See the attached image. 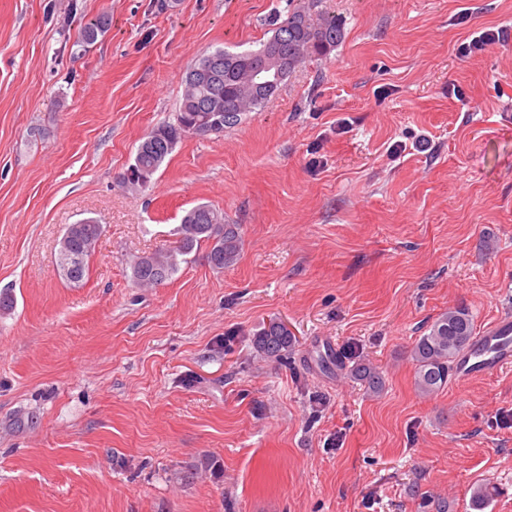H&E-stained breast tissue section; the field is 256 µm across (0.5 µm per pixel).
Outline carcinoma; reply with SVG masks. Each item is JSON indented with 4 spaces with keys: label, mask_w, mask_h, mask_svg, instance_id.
Segmentation results:
<instances>
[{
    "label": "carcinoma",
    "mask_w": 512,
    "mask_h": 512,
    "mask_svg": "<svg viewBox=\"0 0 512 512\" xmlns=\"http://www.w3.org/2000/svg\"><path fill=\"white\" fill-rule=\"evenodd\" d=\"M343 39V27L334 17L313 16L309 11L295 7L282 22L271 24V36L259 48L247 52L249 56L263 55L274 41L285 44L281 79H286L306 59L323 56ZM183 94L175 120L155 126L148 136L155 137L152 151L137 158L138 172L153 178L166 162L178 142L187 136L219 135L226 128L238 125L243 116L265 106L268 97L252 96L243 85L222 79L218 85L194 84L189 73L181 78ZM217 211L207 205H197L183 215L174 245L139 258L132 265V278L140 286L159 284L172 276L186 256L203 243L209 244L208 259L217 269H228L240 259L243 247L241 228L226 224L224 218L209 223L208 217ZM102 225L80 224L64 233L60 241L59 267L72 283H80L89 271L92 250L89 245L101 235ZM473 340V319L462 307L452 308L438 316L428 332L419 337L412 350L416 385L421 393L432 395L448 385L455 358ZM295 337L280 321H271L253 338L255 349L263 356L282 360L293 349ZM352 374L364 382L373 393L383 389V378L370 364H358ZM495 496L488 483L476 485L472 491V505L480 510Z\"/></svg>",
    "instance_id": "1"
}]
</instances>
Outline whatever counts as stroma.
I'll return each mask as SVG.
<instances>
[{"label":"stroma","mask_w":512,"mask_h":512,"mask_svg":"<svg viewBox=\"0 0 512 512\" xmlns=\"http://www.w3.org/2000/svg\"><path fill=\"white\" fill-rule=\"evenodd\" d=\"M168 3L0 0V512H475L483 479L482 512H512V368L424 397L411 358L448 309L512 303V35L462 51L512 0ZM292 4L342 42L122 187L186 69ZM199 204L240 225L238 263L203 246L137 286ZM88 218L73 284L59 241ZM273 320L283 361L252 344ZM77 229L65 232L60 241L59 267L63 276L71 283H80L89 271V260L93 249L88 246L101 235V224H77ZM74 258L78 261L75 263Z\"/></svg>","instance_id":"stroma-1"}]
</instances>
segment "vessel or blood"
<instances>
[{
  "mask_svg": "<svg viewBox=\"0 0 512 512\" xmlns=\"http://www.w3.org/2000/svg\"><path fill=\"white\" fill-rule=\"evenodd\" d=\"M512 367V309L504 308L456 359L458 377Z\"/></svg>",
  "mask_w": 512,
  "mask_h": 512,
  "instance_id": "vessel-or-blood-1",
  "label": "vessel or blood"
}]
</instances>
